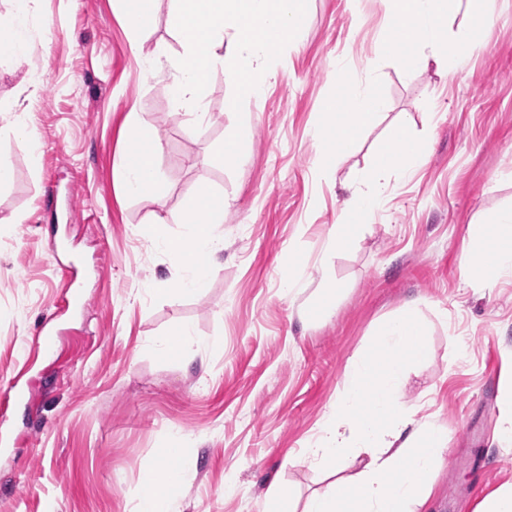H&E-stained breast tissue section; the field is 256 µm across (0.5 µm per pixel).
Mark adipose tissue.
Segmentation results:
<instances>
[{
  "label": "adipose tissue",
  "instance_id": "obj_1",
  "mask_svg": "<svg viewBox=\"0 0 512 512\" xmlns=\"http://www.w3.org/2000/svg\"><path fill=\"white\" fill-rule=\"evenodd\" d=\"M34 2L15 0L13 14L0 17V46L9 47L19 66L26 63L24 20ZM145 124V118L136 114L128 129L130 147L123 157V170L124 189L131 196L155 192L159 179L158 144L142 137ZM421 160L420 145L406 126L390 125L374 163L350 186V199L327 237L326 251L347 249L352 228L371 221L382 208L391 177L409 173ZM184 221L187 233L165 240L164 245L173 262L191 269L182 282L183 292L196 294L206 287L224 250V239L214 230L224 221L223 196L200 186ZM491 225L511 226L512 208L498 212L493 222L479 221L469 227L472 246L463 255L462 276L479 285L490 284L492 278L512 269V243L488 234ZM486 254L494 259L490 268L473 265V257ZM428 329L427 320L411 305L379 325L374 345L354 358L345 373L341 398L304 451L327 474L326 488L299 507L278 487H270V512H420L428 503L435 493L432 475L446 463L447 440L434 423L417 424L414 409L401 398L404 379L429 356ZM159 457V465L141 481L135 512H181L176 490L185 451L172 444L160 449Z\"/></svg>",
  "mask_w": 512,
  "mask_h": 512
}]
</instances>
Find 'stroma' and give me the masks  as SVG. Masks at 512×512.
<instances>
[{"label":"stroma","instance_id":"stroma-1","mask_svg":"<svg viewBox=\"0 0 512 512\" xmlns=\"http://www.w3.org/2000/svg\"><path fill=\"white\" fill-rule=\"evenodd\" d=\"M498 2L483 51L450 80L376 62L388 108L324 170L309 132L335 87L334 59L346 58L357 82L376 61L380 0H361L354 14L346 0H307L304 42L275 64L263 95L235 116L214 71L201 124L170 112L169 74L143 80L122 0H38L26 64L0 56V101L26 113L39 143L31 157L0 116V162L14 171L0 188V397L14 384L24 392L0 432V512H133L142 475L175 440L190 458L182 512H265L273 484L303 499L323 490V474L288 459L313 439L376 327L408 302L431 320L430 355L402 396L448 435L425 512H473L512 480V448L497 441L512 385V271L490 288L460 272L469 224L512 206V0ZM171 7L156 0L145 52L181 53ZM134 112L160 144L159 185L139 197L123 190ZM396 120L426 142V162L391 179L352 247L325 253L342 182L372 164ZM239 123L236 166L207 163ZM203 183L224 197V252L208 288L181 294L184 271L161 241L184 234ZM155 215L152 240L141 230ZM72 263L83 304L67 310ZM288 267L299 293L281 286ZM325 285L337 290L334 306L301 318ZM438 307L447 323L432 320ZM50 322L55 348L38 351ZM183 323L204 342L193 358L152 349Z\"/></svg>","mask_w":512,"mask_h":512}]
</instances>
